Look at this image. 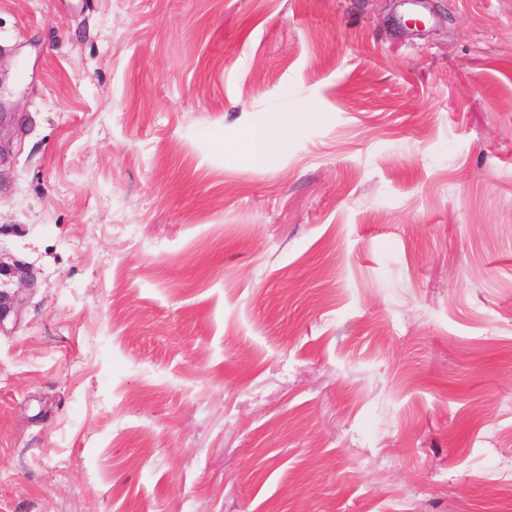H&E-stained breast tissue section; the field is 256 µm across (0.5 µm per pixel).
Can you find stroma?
<instances>
[{
	"mask_svg": "<svg viewBox=\"0 0 512 512\" xmlns=\"http://www.w3.org/2000/svg\"><path fill=\"white\" fill-rule=\"evenodd\" d=\"M0 70V512H512V0H0ZM272 146L273 139L266 128H255L250 132L248 150L255 160L262 159Z\"/></svg>",
	"mask_w": 512,
	"mask_h": 512,
	"instance_id": "stroma-1",
	"label": "stroma"
}]
</instances>
